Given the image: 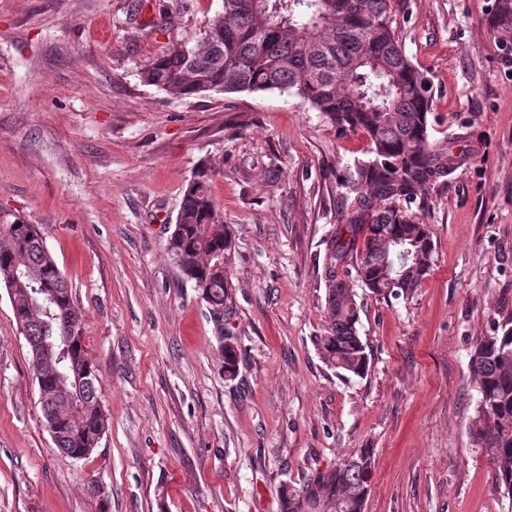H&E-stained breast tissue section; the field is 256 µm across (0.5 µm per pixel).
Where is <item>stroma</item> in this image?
<instances>
[{"label": "stroma", "instance_id": "obj_1", "mask_svg": "<svg viewBox=\"0 0 512 512\" xmlns=\"http://www.w3.org/2000/svg\"><path fill=\"white\" fill-rule=\"evenodd\" d=\"M498 0H390L455 171L415 213L434 243L408 299L362 288L364 377L316 346L336 179L366 159L297 96L181 97L140 68L223 0H0V216L38 225L82 315L109 427L89 458L45 426L0 285V512H280L282 484L374 451L364 512H512L469 432L475 342L512 307V30ZM235 250L239 372L165 245L201 163Z\"/></svg>", "mask_w": 512, "mask_h": 512}]
</instances>
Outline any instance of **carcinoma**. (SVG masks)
<instances>
[{
  "mask_svg": "<svg viewBox=\"0 0 512 512\" xmlns=\"http://www.w3.org/2000/svg\"><path fill=\"white\" fill-rule=\"evenodd\" d=\"M496 24L512 29V0H500ZM140 79L178 96L287 91L339 132L365 134L370 158L338 181L341 227L326 242L325 325L317 336L327 366L343 377L365 376L370 360L357 329L356 288L399 300L419 285L431 265L433 241L412 205L455 165L454 155L429 140L431 90L396 37L389 0H223V12L198 36L148 61ZM214 176L203 163L188 182L167 251L184 276L202 284L224 372L233 376L237 346L224 336V315L233 301L224 260L233 241L210 194ZM0 284L23 326L53 442L63 456L85 459L108 428L98 374L84 349L65 277L38 227L19 217L0 219ZM47 296L51 314L31 309V302ZM70 317L75 333L63 359L51 337L67 333ZM72 370L83 379L80 398L59 415L55 385ZM469 371L478 393L473 445L489 458L498 486L512 498V312L476 342ZM372 464V449L360 448L326 471L283 484L282 512H363Z\"/></svg>",
  "mask_w": 512,
  "mask_h": 512,
  "instance_id": "cac0c4a2",
  "label": "carcinoma"
}]
</instances>
